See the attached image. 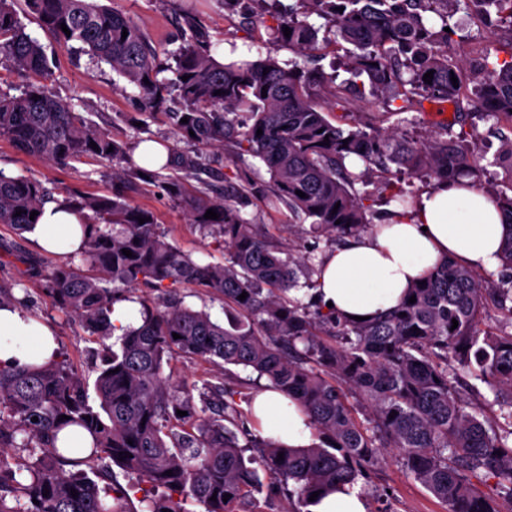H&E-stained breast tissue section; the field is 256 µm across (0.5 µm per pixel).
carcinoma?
<instances>
[{"label":"carcinoma","mask_w":512,"mask_h":512,"mask_svg":"<svg viewBox=\"0 0 512 512\" xmlns=\"http://www.w3.org/2000/svg\"><path fill=\"white\" fill-rule=\"evenodd\" d=\"M300 2L303 18L288 10L267 27V44L304 55L320 50L322 42L342 40L355 47L344 62L351 78L338 84L334 76L307 71L293 60L282 65L270 54L220 62L212 55L208 29L187 7L181 14L184 45L175 59L182 107L169 113L177 141L229 144L260 158L269 181L252 182L242 193L264 194L274 207L288 205L311 220L310 233L317 237H354L368 229L355 184L371 173L385 177L390 190L397 173L432 187L467 177L479 188L486 173L475 133L455 134L443 124L417 139L397 128L336 125L326 108L346 109L349 86L369 106L390 114L424 101L457 110L465 103L483 113L494 120L500 141L495 164L512 183V0ZM25 7L56 38L80 43L109 64L138 91L147 117L166 108L156 53L133 18L97 0H25ZM462 9L478 18L481 30L474 34L451 22ZM313 14L324 20L322 37L308 21ZM485 35L497 38L494 51L481 50L469 64L452 55L456 44H479ZM0 63L42 78L51 73L43 47L19 20L15 0H0ZM429 71L430 84L423 80ZM315 86L327 88V100L314 97ZM240 112L250 123L229 118ZM0 137L49 162L102 158L129 176L144 174L126 143L40 86L20 96L0 93ZM167 150V162L149 179L183 201L192 223L215 232L224 263L203 264L174 247L151 211L118 192L82 199L80 210L97 217L88 223L82 251L91 271L58 264L46 293L88 335L104 341L120 333V349L108 350L98 369L95 402L84 376L60 351L41 366H0V512H131L132 491L151 504L150 512H185L189 498L205 512H240L256 506L255 494L264 490L288 491L285 512H300L313 493L357 483L382 448L398 449L407 472L448 512H496L476 483L496 478L512 495V333H482L478 326L491 304L512 317L506 305L512 287L490 288L477 272L445 259L426 283L411 289L416 302L406 300L391 313L354 322L334 310L311 312L289 292L316 288L318 269L309 268L299 282L300 263L289 249L246 222L227 197L186 194L164 171L194 175L199 159L175 146ZM487 195L504 215L501 265L512 269V194L489 189ZM50 200L38 182L0 171V224L24 231L33 224L31 212ZM209 209L219 218H204ZM111 283L159 291L157 301L142 303L138 326L111 323L121 299ZM187 285L224 298L225 322L185 306L180 289ZM244 292L247 297L239 299ZM175 356L222 366L224 378L182 390L164 374ZM234 367L255 371L297 400L313 420L315 442L287 448L251 433L241 404H251L254 380L235 375ZM460 370L495 387L505 409L501 418L468 411L458 390ZM347 389L361 398L358 406L348 403ZM179 410L187 415H177ZM35 416L38 421H31ZM68 426L86 430L92 448L58 447V435ZM7 448L27 449V461L15 463ZM251 448L258 449L252 461L269 481L246 465ZM91 460L121 467L132 477L129 490L101 487L79 470Z\"/></svg>","instance_id":"carcinoma-1"}]
</instances>
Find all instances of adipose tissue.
Wrapping results in <instances>:
<instances>
[{
    "instance_id": "1",
    "label": "adipose tissue",
    "mask_w": 512,
    "mask_h": 512,
    "mask_svg": "<svg viewBox=\"0 0 512 512\" xmlns=\"http://www.w3.org/2000/svg\"><path fill=\"white\" fill-rule=\"evenodd\" d=\"M83 214L67 202L45 205L28 235L60 256L80 249ZM504 235L499 207L483 192L448 182L430 189L410 208H395L387 223L336 249L324 260L316 291L344 316L375 317L395 309L408 288L450 257L490 273L500 264ZM57 349L53 331L22 307L0 308V364L39 365ZM251 418L262 437L290 448L313 441L308 412L283 392L262 388L254 395Z\"/></svg>"
}]
</instances>
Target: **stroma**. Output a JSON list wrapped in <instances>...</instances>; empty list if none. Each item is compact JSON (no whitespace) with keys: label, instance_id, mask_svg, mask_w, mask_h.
I'll use <instances>...</instances> for the list:
<instances>
[{"label":"stroma","instance_id":"obj_1","mask_svg":"<svg viewBox=\"0 0 512 512\" xmlns=\"http://www.w3.org/2000/svg\"><path fill=\"white\" fill-rule=\"evenodd\" d=\"M101 4L130 15L146 32L164 70L160 75L168 85L167 106L178 111L181 100L175 85V57L182 45L176 16L183 0H100ZM198 14L208 28L215 55L224 60L253 61L268 51L261 37L258 21L263 8L258 0H200ZM27 32L39 39L48 56L51 74L38 79L0 64V93L11 96L23 94L28 86L42 84L45 92L70 105L93 125L108 129L112 135L138 146L143 137L174 141V130L167 117H157L149 123L148 133L142 134L136 123L143 112L136 90L107 64L97 62L80 44H63L41 29L30 16H22ZM332 120L344 128L373 122L387 128L398 125L410 131L427 134L438 125L448 123L455 129H472L483 133L487 155L499 147L496 138L487 131L489 121L472 112L457 113L453 106L436 111L426 106L424 111L384 117L368 105L351 100L348 110L331 112ZM203 166L198 174L188 178V192L209 187L235 198L243 218L252 224L267 225L274 236L287 243L292 254L306 264L319 265L335 244L328 239L317 240L307 233L308 221L299 219L286 205L269 206L257 195L237 196L239 187L266 178L267 172L259 158L237 153L230 146L198 150ZM0 169L6 173L41 183L54 197L76 202L89 195H107L122 190L133 205L153 212L156 221L167 234L168 241L181 251L204 263L222 262L207 229L190 223L181 200L167 194L157 184L146 179L124 177L115 179L114 165L102 159H81L65 164L45 161L18 152L13 145L0 139ZM59 258L46 253L26 235L17 234L10 226L0 224V283L10 286L12 293L32 315L50 325L60 351L86 377L95 381L97 368L105 354L104 348L93 341L77 321L67 318L52 307L44 285ZM357 486L366 497L371 512H447L446 505L430 493L405 470L396 449H381L377 462L366 476L358 478Z\"/></svg>","mask_w":512,"mask_h":512}]
</instances>
